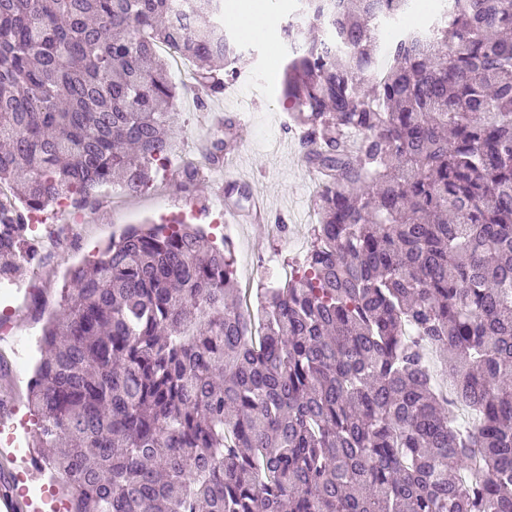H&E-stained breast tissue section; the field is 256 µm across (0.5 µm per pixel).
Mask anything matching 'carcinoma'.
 <instances>
[{
    "instance_id": "cac0c4a2",
    "label": "carcinoma",
    "mask_w": 512,
    "mask_h": 512,
    "mask_svg": "<svg viewBox=\"0 0 512 512\" xmlns=\"http://www.w3.org/2000/svg\"><path fill=\"white\" fill-rule=\"evenodd\" d=\"M298 2L311 247L256 315L196 224L70 269L27 393L69 512H512V0L394 40L411 0ZM222 8L0 0V282L44 250L34 213L134 196L173 152L159 46L211 95L238 78Z\"/></svg>"
}]
</instances>
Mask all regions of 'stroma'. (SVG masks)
Listing matches in <instances>:
<instances>
[{"instance_id":"35a3bbf8","label":"stroma","mask_w":512,"mask_h":512,"mask_svg":"<svg viewBox=\"0 0 512 512\" xmlns=\"http://www.w3.org/2000/svg\"><path fill=\"white\" fill-rule=\"evenodd\" d=\"M268 31L248 39L242 37L233 22L225 28L236 37L244 57L236 92L216 96L202 95L193 74L191 59L163 51L168 64L169 78L178 94L175 119L177 150L168 167L154 171L147 188L134 197L120 190L102 193L99 200L74 213L70 203L54 204L37 213L36 235L48 243L41 272L22 269L10 289L29 291L28 299H16L6 304L0 293V319L6 329H0V387L7 392L0 410L13 421L22 423L23 441H31L37 430V419L27 404V384L41 356L38 336L50 316L59 311L69 282L68 268L87 258L81 248L85 230H97L99 242L130 225L159 222L202 206L220 210L218 201L226 179H234L240 187L232 195L231 204L246 206L249 196L259 192L266 196L267 205L276 220L261 227L237 226L234 232L236 278L241 287L258 288L275 283L297 269L311 243L314 224L318 222L314 206L318 182L313 179L303 160L302 139L289 127L288 103L282 95L284 68L289 46L282 34L289 14L297 7L296 0H267ZM230 111L241 122L240 127L222 130L224 140L240 143L232 170L218 167L208 171L203 180L193 186H182L178 173L186 162L202 156L215 130L217 112ZM79 215L74 235L67 243L53 240L56 224ZM30 330L20 350L9 345L17 332Z\"/></svg>"}]
</instances>
